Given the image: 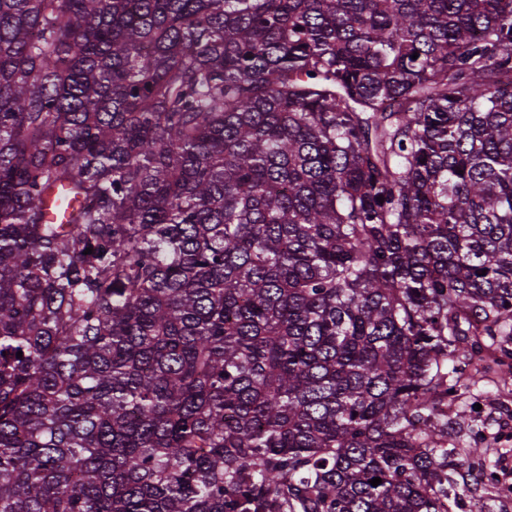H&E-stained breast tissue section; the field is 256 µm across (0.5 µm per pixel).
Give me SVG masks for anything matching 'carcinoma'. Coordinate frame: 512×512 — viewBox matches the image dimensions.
<instances>
[{
    "instance_id": "cac0c4a2",
    "label": "carcinoma",
    "mask_w": 512,
    "mask_h": 512,
    "mask_svg": "<svg viewBox=\"0 0 512 512\" xmlns=\"http://www.w3.org/2000/svg\"><path fill=\"white\" fill-rule=\"evenodd\" d=\"M510 337L512 0H0V512H452Z\"/></svg>"
}]
</instances>
